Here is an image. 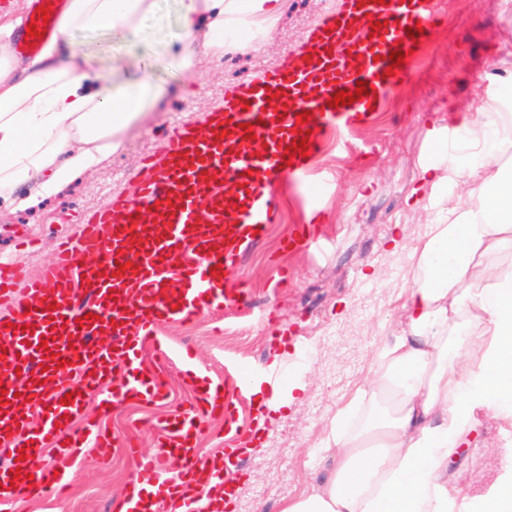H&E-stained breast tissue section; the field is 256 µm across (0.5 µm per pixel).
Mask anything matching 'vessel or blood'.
Instances as JSON below:
<instances>
[{
  "label": "vessel or blood",
  "instance_id": "vessel-or-blood-1",
  "mask_svg": "<svg viewBox=\"0 0 512 512\" xmlns=\"http://www.w3.org/2000/svg\"><path fill=\"white\" fill-rule=\"evenodd\" d=\"M369 16L384 22L382 37H370ZM447 20L443 0H343L318 29L313 52L226 90L222 119L205 132L182 127L165 136L145 158L133 195L113 196L86 214L77 239H62L38 276L0 260V442L15 453L0 468L1 506L35 491H64L85 447L102 457L118 447L102 418L84 417L86 394L108 385L116 402L162 397V383L141 373L144 345L158 343L159 323L246 304L244 291L226 288V277L273 223L278 181L306 172L307 159L291 157L290 146L305 139L314 153L324 131L367 121L411 76L421 47ZM394 53L405 56L404 65L393 66ZM355 90L360 98L330 105L339 92ZM261 128L266 144L252 148ZM84 255L98 264L82 265ZM60 362L69 382L54 378ZM20 373L23 390L15 383ZM182 375L196 403L160 440L175 468L131 449L135 475L112 512H197L204 484L222 479V468L199 462L195 441L207 419L223 413L224 384L187 359ZM76 418L77 429L70 425ZM47 447L52 463L38 467ZM16 469L21 479H13Z\"/></svg>",
  "mask_w": 512,
  "mask_h": 512
}]
</instances>
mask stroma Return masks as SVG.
<instances>
[{
    "label": "stroma",
    "mask_w": 512,
    "mask_h": 512,
    "mask_svg": "<svg viewBox=\"0 0 512 512\" xmlns=\"http://www.w3.org/2000/svg\"><path fill=\"white\" fill-rule=\"evenodd\" d=\"M448 23L423 51V63L373 119L327 140L310 164L307 185L283 181L276 187L279 217L262 240L250 246L231 273V287L247 292L248 307L209 313L188 324L159 329L160 352L148 353L146 371L163 374L167 400L117 405L106 418L110 432L157 452V429L187 410L194 395L181 382L177 352L192 353L198 366L228 382L230 417L214 416L197 439L200 459L222 455L230 424L241 426L242 447L228 512H279L284 499L300 493L327 465L319 451L321 424L364 383L372 350L386 323L403 313L410 284L409 257L384 245L393 225L406 242L429 225L448 221V204L470 201L468 183L447 181L448 157L460 144L438 147L451 125L486 100L512 104V0H447ZM340 0H282L271 38L257 49L199 54L194 78L168 61L182 37L176 0H159L158 11L140 36L114 46L116 75L135 76L145 61L160 89V101L124 134L122 151L33 210L0 201V258L37 271L53 256L58 239L75 237L79 214L104 206L111 196L132 194L143 159L164 132L176 126L204 129L224 104V91L257 79L298 52L307 34L335 14ZM433 165L443 181L421 184L422 166ZM300 224L316 225V245L283 252L281 245ZM278 367L288 383L304 386L284 412L271 414L264 398L272 389L265 373ZM247 367L260 393L240 395L232 381ZM132 473L115 453L105 464L94 451L75 463L66 494L23 496L8 512H109Z\"/></svg>",
    "instance_id": "obj_1"
}]
</instances>
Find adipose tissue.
<instances>
[{
    "label": "adipose tissue",
    "instance_id": "obj_1",
    "mask_svg": "<svg viewBox=\"0 0 512 512\" xmlns=\"http://www.w3.org/2000/svg\"><path fill=\"white\" fill-rule=\"evenodd\" d=\"M182 48L173 66L193 72L199 48L223 53L266 35L280 0H177ZM158 0H66L57 33L17 65L0 23V197L32 206L96 169L156 96L147 70L117 79L101 45L70 46L76 34L125 40L140 35ZM481 112L468 126L497 134L494 150L473 140L471 166L449 164L476 203L449 207L450 223L430 225L409 246L412 279L402 319L375 349L366 382L327 417L323 477L280 512H469L448 471L480 429L512 427V131ZM28 195L17 196L20 186ZM479 494L481 512H512V463Z\"/></svg>",
    "mask_w": 512,
    "mask_h": 512
}]
</instances>
